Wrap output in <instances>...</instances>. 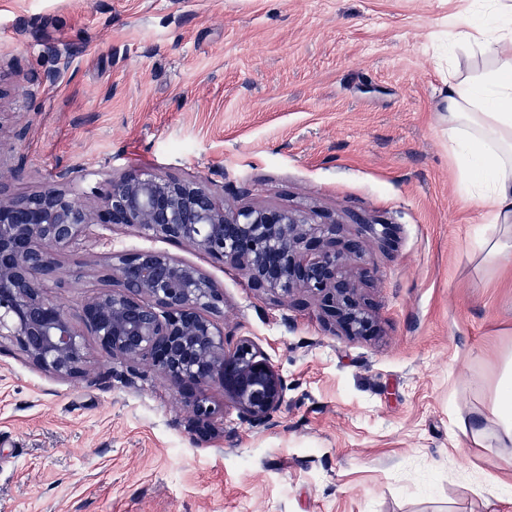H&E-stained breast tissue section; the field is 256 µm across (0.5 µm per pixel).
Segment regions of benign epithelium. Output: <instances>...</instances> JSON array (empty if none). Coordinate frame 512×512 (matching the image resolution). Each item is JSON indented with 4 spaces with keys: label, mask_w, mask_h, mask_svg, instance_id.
I'll return each instance as SVG.
<instances>
[{
    "label": "benign epithelium",
    "mask_w": 512,
    "mask_h": 512,
    "mask_svg": "<svg viewBox=\"0 0 512 512\" xmlns=\"http://www.w3.org/2000/svg\"><path fill=\"white\" fill-rule=\"evenodd\" d=\"M60 69L32 74V89L54 83ZM61 185L14 193L0 181V342L8 341L37 368L59 378L87 372L84 332L106 353L147 359L191 408L190 431L203 443L216 435L225 407L207 389L218 384L241 422L273 425L286 380L259 345L232 340L216 322L224 294L196 267L162 251L115 254L102 272L107 287L75 317L47 294L59 275L57 251L91 224L124 225L170 240L242 271L253 291L297 307L320 300L323 316L349 337L371 336L376 318L351 268L367 263L362 241L343 235L332 214L239 206L203 179L187 180L152 167L135 168L92 196ZM361 233L387 250L396 226L358 216Z\"/></svg>",
    "instance_id": "1"
}]
</instances>
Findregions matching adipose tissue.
I'll return each mask as SVG.
<instances>
[{
  "mask_svg": "<svg viewBox=\"0 0 512 512\" xmlns=\"http://www.w3.org/2000/svg\"><path fill=\"white\" fill-rule=\"evenodd\" d=\"M452 40L458 50L492 54L497 67L474 71L448 84V146L456 154L463 180L487 211L493 228L478 245L497 267L512 270V36L457 23ZM493 433L512 445V360L495 391Z\"/></svg>",
  "mask_w": 512,
  "mask_h": 512,
  "instance_id": "ef3b65f1",
  "label": "adipose tissue"
}]
</instances>
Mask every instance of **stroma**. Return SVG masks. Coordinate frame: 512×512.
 <instances>
[{"label":"stroma","mask_w":512,"mask_h":512,"mask_svg":"<svg viewBox=\"0 0 512 512\" xmlns=\"http://www.w3.org/2000/svg\"><path fill=\"white\" fill-rule=\"evenodd\" d=\"M464 18L484 21L479 0H0L12 190L66 171L88 194L152 166L336 212L351 234L357 215L398 227L389 252L366 243L381 332L351 339L325 330L317 301L261 297L205 252L89 226L58 256L60 305L104 288L110 254L166 252L223 289L219 325L270 356L285 402L264 430L227 409L223 437L199 445L148 360L111 358L89 335L90 375L57 378L0 348V512H512L483 481L512 478V446L456 426L492 427L512 357V274L475 249L486 218L441 116L452 68L492 66L451 49ZM61 56L57 83L27 100L29 74Z\"/></svg>","instance_id":"obj_1"}]
</instances>
